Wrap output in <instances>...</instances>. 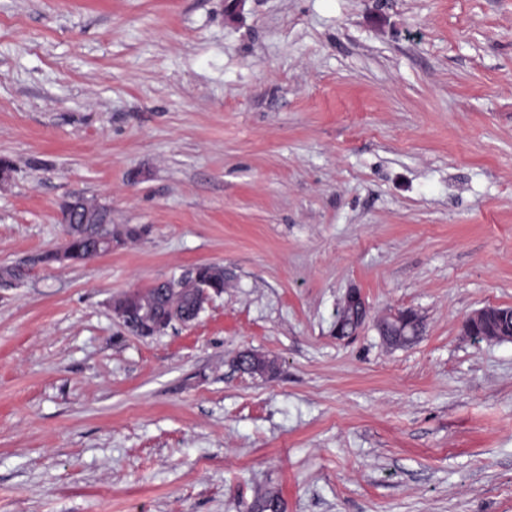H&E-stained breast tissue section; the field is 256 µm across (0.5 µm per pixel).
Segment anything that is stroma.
Instances as JSON below:
<instances>
[{
	"label": "stroma",
	"instance_id": "35a3bbf8",
	"mask_svg": "<svg viewBox=\"0 0 512 512\" xmlns=\"http://www.w3.org/2000/svg\"><path fill=\"white\" fill-rule=\"evenodd\" d=\"M225 5L0 0V512H512V341L462 327L512 306V0ZM75 195L142 236L39 263ZM200 264L190 326L113 317ZM368 320L364 296L357 288L349 289L336 311L334 332L337 339L350 338L360 332ZM493 309V310H492ZM494 310H496L500 317L502 318H509L511 317L512 320V308L509 307H485L479 310L474 311L471 313L463 322V329L464 331L469 335L474 337L475 339H483L487 341H502L500 338H489L485 335L476 336L477 332V325L479 324L480 320L494 314ZM387 321L394 329L396 335L405 334L406 332L413 334L419 331V323L414 313L410 311H394L387 317H384L376 322L377 329L380 327L381 322Z\"/></svg>",
	"mask_w": 512,
	"mask_h": 512
}]
</instances>
